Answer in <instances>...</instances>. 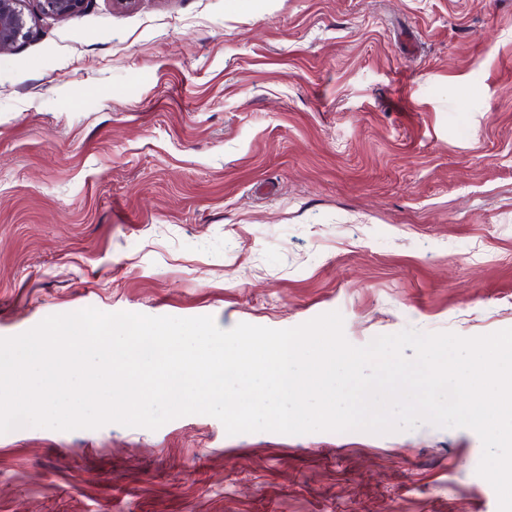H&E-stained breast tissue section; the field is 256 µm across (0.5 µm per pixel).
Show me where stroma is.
Returning a JSON list of instances; mask_svg holds the SVG:
<instances>
[{
	"label": "stroma",
	"mask_w": 512,
	"mask_h": 512,
	"mask_svg": "<svg viewBox=\"0 0 512 512\" xmlns=\"http://www.w3.org/2000/svg\"><path fill=\"white\" fill-rule=\"evenodd\" d=\"M25 7L0 57V337L51 315L355 346L512 326V0ZM471 429L0 434V512H498ZM89 0H36L43 15L66 19L83 13Z\"/></svg>",
	"instance_id": "35a3bbf8"
}]
</instances>
